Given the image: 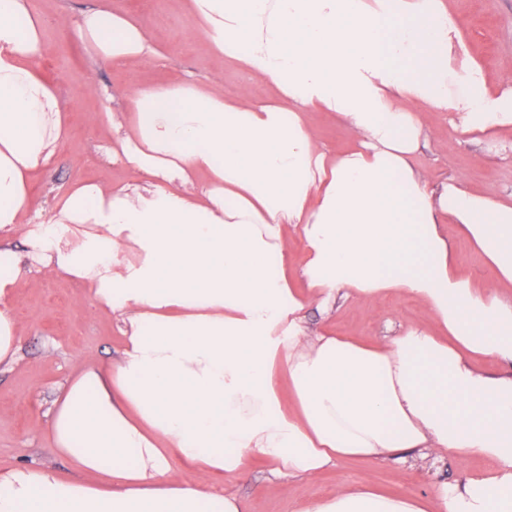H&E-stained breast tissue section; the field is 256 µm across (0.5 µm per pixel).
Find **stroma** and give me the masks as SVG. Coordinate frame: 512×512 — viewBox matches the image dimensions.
I'll return each instance as SVG.
<instances>
[{
    "mask_svg": "<svg viewBox=\"0 0 512 512\" xmlns=\"http://www.w3.org/2000/svg\"><path fill=\"white\" fill-rule=\"evenodd\" d=\"M96 3L31 0L34 12L46 21L40 69L70 118L68 140L49 170L32 182L44 221L50 217L55 195L75 178L137 179L127 161L105 157L117 126L128 122L126 95L133 86H168L185 80L223 89L228 97L244 88L259 101L273 95L270 86L248 80L235 62L210 51L186 0H110L116 12L141 21L158 61L135 62L124 69L98 65L77 28L81 12ZM452 6L463 24L467 52L492 77H512V0H453ZM458 122L453 113L431 114L428 138L414 156L417 167L435 181L461 176L486 194L512 197V136L496 142L473 140L457 131ZM310 127L319 144L332 152H344L353 143L351 132L332 113H311ZM14 312L23 336L17 363L0 369V471L36 466L72 474L48 433V412L57 386L78 364L118 359L122 345L118 319L97 309L81 283L39 268L21 286ZM422 319L417 303L406 294L380 303L340 300L330 314L314 306L306 314L310 330L328 324L339 335L364 341L399 334L407 324ZM482 466L477 458L460 464L445 456L423 458L414 451L400 462L342 460L315 480L286 486L270 475L267 463L259 461L231 483L216 481L213 490L238 495L247 512H292L296 501L321 496L342 483L368 481L385 493L425 496Z\"/></svg>",
    "mask_w": 512,
    "mask_h": 512,
    "instance_id": "1",
    "label": "stroma"
}]
</instances>
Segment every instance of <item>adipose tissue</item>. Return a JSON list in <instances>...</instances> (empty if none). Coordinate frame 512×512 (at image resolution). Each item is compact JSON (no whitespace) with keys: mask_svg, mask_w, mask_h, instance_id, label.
<instances>
[{"mask_svg":"<svg viewBox=\"0 0 512 512\" xmlns=\"http://www.w3.org/2000/svg\"><path fill=\"white\" fill-rule=\"evenodd\" d=\"M187 2L212 49L277 100L192 82L133 89L108 153L138 182L75 180L38 224L30 183L57 153L63 114L37 66L43 20L30 0H0V235L26 246L0 248V365L20 351L26 257L86 284L124 338L117 361L79 367L53 402L49 433L74 476L0 472V512H245L209 485L253 459L311 480L341 459L410 450L488 467L430 497L342 484L293 512H512V201L460 177L431 186L411 162L429 112L457 113L477 139L512 129V85L492 92L458 56L446 0ZM80 29L101 63L155 59L137 20L111 8L85 11ZM313 110L336 113L354 146L322 149ZM445 223L489 278L459 271ZM290 229L304 252L295 275ZM400 292L431 326L364 342L306 325L311 304ZM178 459L191 471L176 473Z\"/></svg>","mask_w":512,"mask_h":512,"instance_id":"adipose-tissue-1","label":"adipose tissue"}]
</instances>
